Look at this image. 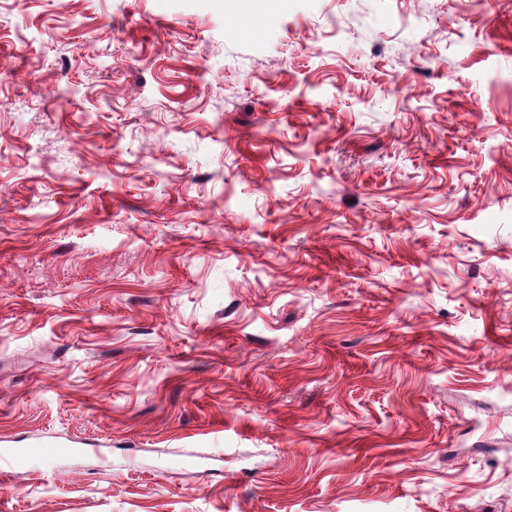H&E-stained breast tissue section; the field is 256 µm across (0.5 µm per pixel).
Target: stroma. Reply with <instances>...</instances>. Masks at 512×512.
Instances as JSON below:
<instances>
[{"label":"stroma","mask_w":512,"mask_h":512,"mask_svg":"<svg viewBox=\"0 0 512 512\" xmlns=\"http://www.w3.org/2000/svg\"><path fill=\"white\" fill-rule=\"evenodd\" d=\"M0 512H512V0H0ZM77 448L71 440L51 439L29 443L20 448H2L0 463L6 462L10 467L16 465L30 466L38 460H53L71 456Z\"/></svg>","instance_id":"obj_1"}]
</instances>
